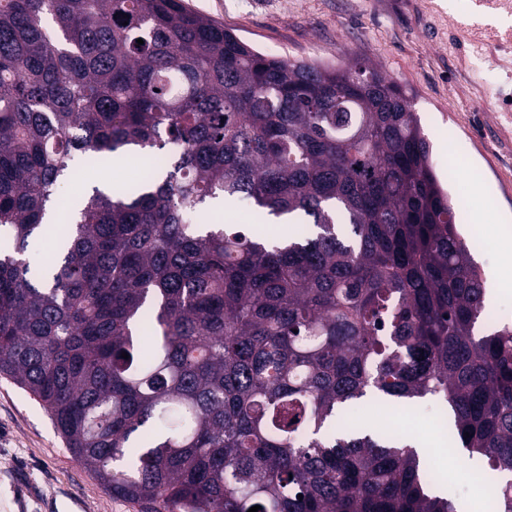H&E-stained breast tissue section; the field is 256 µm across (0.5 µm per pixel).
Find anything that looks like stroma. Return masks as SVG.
Segmentation results:
<instances>
[{
	"label": "stroma",
	"mask_w": 512,
	"mask_h": 512,
	"mask_svg": "<svg viewBox=\"0 0 512 512\" xmlns=\"http://www.w3.org/2000/svg\"><path fill=\"white\" fill-rule=\"evenodd\" d=\"M183 0L189 9L267 53L291 60L377 66L412 98L436 172L466 212L459 229L482 271L499 267L498 243L512 240V45L503 29L470 15L474 0ZM97 179L139 180L133 162ZM78 169L55 207L67 214L90 177ZM227 223L271 243L294 227L259 218L244 202L224 206ZM409 437L430 455L455 447L449 410L433 400L401 406ZM0 512H142L113 496L65 447L43 409L0 377Z\"/></svg>",
	"instance_id": "stroma-1"
}]
</instances>
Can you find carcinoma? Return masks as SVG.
I'll use <instances>...</instances> for the list:
<instances>
[{
	"label": "carcinoma",
	"instance_id": "obj_1",
	"mask_svg": "<svg viewBox=\"0 0 512 512\" xmlns=\"http://www.w3.org/2000/svg\"><path fill=\"white\" fill-rule=\"evenodd\" d=\"M77 155L149 174L91 187L38 271ZM217 199L299 231L208 223ZM483 317L417 112L376 67L263 54L181 0H0V376L113 495L457 512L409 437L336 427L373 390L449 405L512 512V324L478 337Z\"/></svg>",
	"mask_w": 512,
	"mask_h": 512
}]
</instances>
